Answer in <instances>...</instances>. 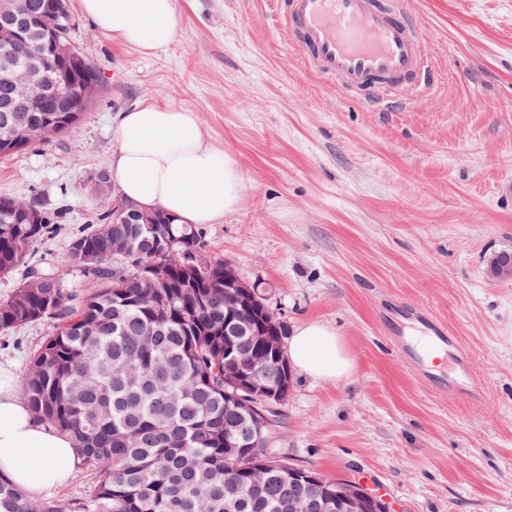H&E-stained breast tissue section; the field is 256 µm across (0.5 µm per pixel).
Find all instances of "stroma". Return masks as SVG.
<instances>
[{"mask_svg":"<svg viewBox=\"0 0 512 512\" xmlns=\"http://www.w3.org/2000/svg\"><path fill=\"white\" fill-rule=\"evenodd\" d=\"M174 40L145 56L79 8L69 39L97 69L93 107L70 134L0 156V197L68 210L39 254L68 287V237L109 198L119 112L156 99L196 112L248 190L202 228L206 258L267 283L288 329L336 328L355 360L340 382L293 372L269 445L321 477L384 496L392 512H512V0H410L438 70L429 97L381 110L299 60L275 0H178ZM420 306L457 336L479 395L441 392L394 349L385 314ZM50 322L0 332L22 385Z\"/></svg>","mask_w":512,"mask_h":512,"instance_id":"stroma-1","label":"stroma"}]
</instances>
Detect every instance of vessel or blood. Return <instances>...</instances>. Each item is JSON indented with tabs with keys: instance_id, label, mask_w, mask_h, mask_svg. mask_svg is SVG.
<instances>
[{
	"instance_id": "1",
	"label": "vessel or blood",
	"mask_w": 512,
	"mask_h": 512,
	"mask_svg": "<svg viewBox=\"0 0 512 512\" xmlns=\"http://www.w3.org/2000/svg\"><path fill=\"white\" fill-rule=\"evenodd\" d=\"M278 21L288 30L299 55L318 74L336 79L349 93L365 98L386 90L393 95H430L436 67L429 64L406 0H276ZM419 324L425 346L458 352L454 334L422 309L400 305L385 322L399 352L419 361L421 346L408 340L404 321ZM449 392L471 395L475 381L467 367L438 377Z\"/></svg>"
}]
</instances>
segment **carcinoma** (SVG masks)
<instances>
[{"instance_id":"1","label":"carcinoma","mask_w":512,"mask_h":512,"mask_svg":"<svg viewBox=\"0 0 512 512\" xmlns=\"http://www.w3.org/2000/svg\"><path fill=\"white\" fill-rule=\"evenodd\" d=\"M50 0H13L15 24L35 46L44 39ZM46 99H66L54 75H44ZM23 112L16 89L0 88V122ZM39 216L36 224L28 215ZM63 211L39 194L0 207V275L27 268L42 274L38 288H18L0 302V330L50 320L54 332L37 349L23 384L32 413L70 436L79 466L96 478L94 495L64 503L33 500L0 472V512H353L336 506L344 483L276 457L266 447L246 448L269 437L279 413L251 402V412L224 404V365L249 374L263 368L276 387L291 375L285 350L232 337L224 362V261H211L184 288L145 295L133 272L116 265L112 231L134 235L131 259L153 261L151 243L172 242L167 275L176 277L184 255L204 251L200 228L158 224L150 233L112 224L94 214L69 239L65 262L83 276L80 288L64 287L57 270L32 262L36 248L62 223ZM264 295L237 308L243 325H263L286 336L282 323L263 315ZM233 432L241 448L224 447Z\"/></svg>"}]
</instances>
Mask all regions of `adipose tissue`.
<instances>
[{
  "label": "adipose tissue",
  "mask_w": 512,
  "mask_h": 512,
  "mask_svg": "<svg viewBox=\"0 0 512 512\" xmlns=\"http://www.w3.org/2000/svg\"><path fill=\"white\" fill-rule=\"evenodd\" d=\"M80 9L113 42L153 54L174 39L177 0H79ZM112 172L121 195L178 224L222 223L246 191L243 174L224 150L208 143L194 111L146 99L119 113ZM288 359L301 373L338 382L354 360L336 328L318 320L294 329ZM0 364V469L29 493L62 483L75 460L72 440L38 422Z\"/></svg>",
  "instance_id": "1"
}]
</instances>
